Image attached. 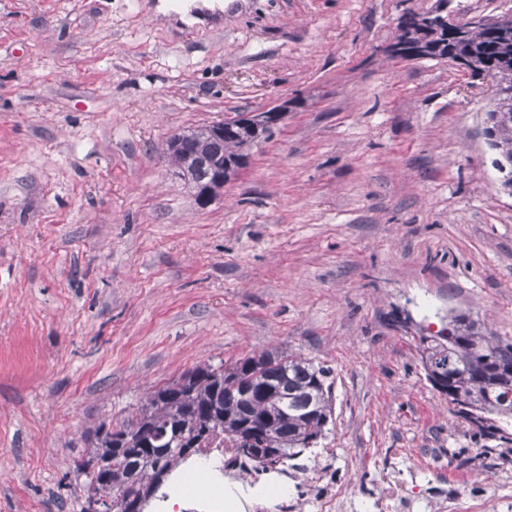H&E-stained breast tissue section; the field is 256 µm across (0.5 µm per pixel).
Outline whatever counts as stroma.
<instances>
[{"mask_svg":"<svg viewBox=\"0 0 512 512\" xmlns=\"http://www.w3.org/2000/svg\"><path fill=\"white\" fill-rule=\"evenodd\" d=\"M146 2L0 0V512H80L87 427L265 350L332 367L350 486L412 466L512 498L416 342L454 310L512 339L490 82L391 53L437 0H223L192 26ZM283 101L223 197L172 177V135Z\"/></svg>","mask_w":512,"mask_h":512,"instance_id":"stroma-1","label":"stroma"}]
</instances>
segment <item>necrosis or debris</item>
Instances as JSON below:
<instances>
[{
  "label": "necrosis or debris",
  "instance_id": "obj_1",
  "mask_svg": "<svg viewBox=\"0 0 512 512\" xmlns=\"http://www.w3.org/2000/svg\"><path fill=\"white\" fill-rule=\"evenodd\" d=\"M228 450L223 440H216L200 454L203 462L218 461L219 472L231 480L247 478L250 484L270 480L279 482L283 491L270 502H244L243 512H417L427 505L428 512H495L500 503L489 495L482 500L465 498L449 492L446 485L428 483L422 497H414L410 488L417 482V470L405 468L386 475L374 488L356 489L336 483L329 467H321L315 483L304 480L300 469H265L250 465L239 469L227 465Z\"/></svg>",
  "mask_w": 512,
  "mask_h": 512
}]
</instances>
